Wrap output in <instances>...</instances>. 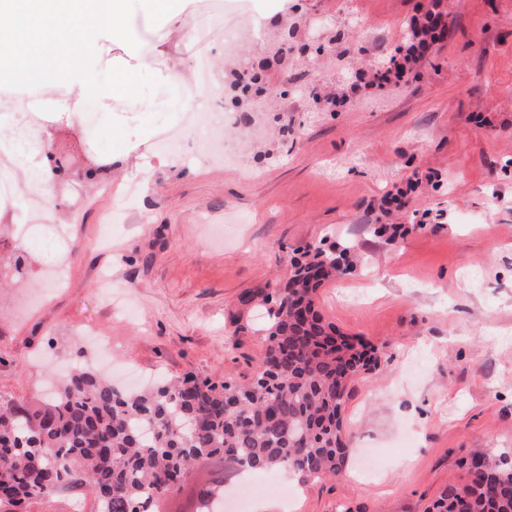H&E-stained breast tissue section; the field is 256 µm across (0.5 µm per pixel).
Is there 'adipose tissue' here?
I'll return each instance as SVG.
<instances>
[{
    "instance_id": "1",
    "label": "adipose tissue",
    "mask_w": 512,
    "mask_h": 512,
    "mask_svg": "<svg viewBox=\"0 0 512 512\" xmlns=\"http://www.w3.org/2000/svg\"><path fill=\"white\" fill-rule=\"evenodd\" d=\"M124 10L123 0H90L82 11L80 27V51L73 59L63 62L68 84L67 101L60 104L63 112H77L87 103H94L101 108H109L113 100L131 96V110L148 109L153 105L152 100L138 98L129 81L131 75L150 69L152 61L149 56L140 52L130 54L122 64L126 74L125 79L112 82L101 80L97 71L86 68L87 60L98 53V35L101 31H110L113 37L126 38L127 33L117 19Z\"/></svg>"
}]
</instances>
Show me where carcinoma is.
<instances>
[{
  "instance_id": "cac0c4a2",
  "label": "carcinoma",
  "mask_w": 512,
  "mask_h": 512,
  "mask_svg": "<svg viewBox=\"0 0 512 512\" xmlns=\"http://www.w3.org/2000/svg\"><path fill=\"white\" fill-rule=\"evenodd\" d=\"M237 86L248 97L265 88L264 77L252 72ZM369 230L393 240L407 228ZM355 249L308 245L290 258L288 278L267 295L264 349L248 382L170 378L129 392L76 367L50 400L0 406V512H24L27 501L61 489L89 493L106 512H159L202 459L286 466L302 482L339 476L350 452L343 415L352 384L376 372L380 357L340 334L316 298L326 282L351 273ZM471 456L480 468L466 470L431 512H512V448ZM225 480L217 468L194 492L192 512L223 497Z\"/></svg>"
}]
</instances>
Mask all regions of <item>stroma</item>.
Instances as JSON below:
<instances>
[{"instance_id":"obj_1","label":"stroma","mask_w":512,"mask_h":512,"mask_svg":"<svg viewBox=\"0 0 512 512\" xmlns=\"http://www.w3.org/2000/svg\"><path fill=\"white\" fill-rule=\"evenodd\" d=\"M199 3L175 0L159 16L133 5L122 19L133 41L100 35L102 78L130 51L152 56L137 82L151 111L120 99L86 129L78 115L57 116L65 76L44 93L38 118L54 162L30 168L51 185L47 218L70 227L72 250L59 257L65 288L46 301L0 281V401H36L55 362L83 363L85 329L151 378L248 380L264 316L240 312V297L286 279L295 248L349 241L367 263L320 288L318 306L384 355L347 405L353 453L342 474L298 487L292 512H427L464 481L472 449L512 448V0H441L447 37L383 84L378 64L432 0H224L225 24L250 14L288 26V63L267 76L294 81L300 103L263 113L258 135L250 103L233 108L225 160L157 148L182 107L155 74L174 68L192 83L183 20ZM312 42L328 52L299 53ZM260 50L242 41L212 57L226 95ZM316 92L342 98L341 110L316 111ZM105 181L140 191L110 228ZM399 190L392 221L414 232L374 238L369 225ZM14 221L0 213V245L36 270L50 249L44 228L18 238ZM104 276L126 289L122 300L98 293Z\"/></svg>"}]
</instances>
